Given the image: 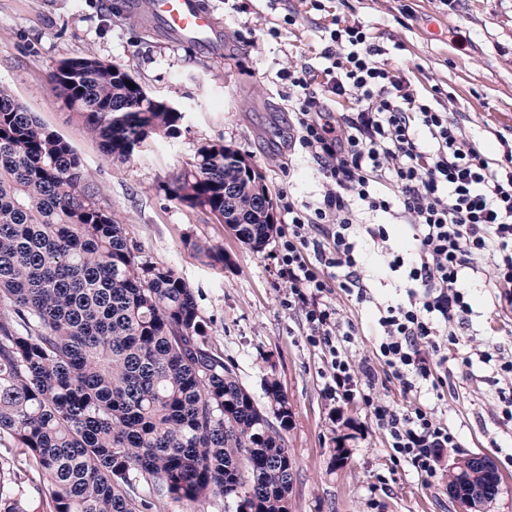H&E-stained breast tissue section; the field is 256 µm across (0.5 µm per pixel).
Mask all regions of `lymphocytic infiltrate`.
<instances>
[{
	"label": "lymphocytic infiltrate",
	"instance_id": "f902f5d3",
	"mask_svg": "<svg viewBox=\"0 0 512 512\" xmlns=\"http://www.w3.org/2000/svg\"><path fill=\"white\" fill-rule=\"evenodd\" d=\"M384 53L362 25H337L321 51L322 76L306 63L285 75L301 152L320 164L325 186L312 204L283 192L288 231L279 237L278 274L289 307L305 315L309 344L325 354L329 398L362 403L392 462L435 480L445 452L461 447L459 432L427 406L391 404L379 389L393 380L406 392L436 391L470 379L478 360L503 383L499 424H512V348L455 353L474 314L472 274L495 288L498 304L512 307V143L490 158L447 110L411 93ZM336 98L351 100L352 110L335 111ZM378 212L414 230L408 255L388 263L407 271L399 283L405 299L395 305L375 303L354 234L361 214ZM338 291L375 303L381 334L372 356L353 359L356 329L340 313Z\"/></svg>",
	"mask_w": 512,
	"mask_h": 512
}]
</instances>
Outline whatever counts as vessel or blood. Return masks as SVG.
<instances>
[{"instance_id": "obj_1", "label": "vessel or blood", "mask_w": 512, "mask_h": 512, "mask_svg": "<svg viewBox=\"0 0 512 512\" xmlns=\"http://www.w3.org/2000/svg\"><path fill=\"white\" fill-rule=\"evenodd\" d=\"M153 23L185 44L213 47L214 18L200 0H145Z\"/></svg>"}]
</instances>
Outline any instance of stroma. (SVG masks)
<instances>
[{"label": "stroma", "mask_w": 512, "mask_h": 512, "mask_svg": "<svg viewBox=\"0 0 512 512\" xmlns=\"http://www.w3.org/2000/svg\"><path fill=\"white\" fill-rule=\"evenodd\" d=\"M201 0L218 22L221 53L181 44L159 30L136 0H0V83L49 131L66 140L90 175L93 201L111 208L144 259L172 265L192 288L216 348L239 380L262 396L278 380L292 408L285 434L295 476L291 512H461L448 477L425 484L407 465L392 464L385 439L362 403L335 412L323 393V356L306 339L301 312L286 306L277 245L255 253L210 214L172 200L166 187L198 148L221 141L266 178L278 229L288 217L281 194L301 204L322 190L321 169L291 145L293 116L283 72L317 63L332 20L360 23L387 48L412 93L436 94L491 158L512 139V0ZM294 24H285L287 13ZM279 26L272 37L269 29ZM87 54L119 65L156 98L186 115L171 135L148 141L124 162L104 156L76 114L53 95L48 76L61 60ZM222 250L212 266L194 243ZM476 313L463 341L471 351L489 336L512 341V310L498 306L485 282L472 284ZM359 332L354 359L371 355L380 328L373 304L339 297ZM470 380L421 402L459 431L464 453L488 455L501 477L490 512H512V428L496 423L493 369L475 363ZM349 451L347 462L337 449Z\"/></svg>", "instance_id": "stroma-1"}]
</instances>
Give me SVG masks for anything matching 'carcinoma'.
<instances>
[{
  "label": "carcinoma",
  "mask_w": 512,
  "mask_h": 512,
  "mask_svg": "<svg viewBox=\"0 0 512 512\" xmlns=\"http://www.w3.org/2000/svg\"><path fill=\"white\" fill-rule=\"evenodd\" d=\"M108 158L169 135L184 113L150 98L94 55L49 77ZM237 152L202 145L168 195L225 218L261 252L278 232L273 203ZM239 187L224 197V185ZM209 265L224 262L195 243ZM0 512H29L26 485L47 483L48 512H156L163 499L213 496L236 512H290L288 398L274 378L256 398L212 344L192 289L140 255L126 225L89 194L76 150L0 84ZM492 502L500 477L448 473Z\"/></svg>",
  "instance_id": "obj_1"
}]
</instances>
